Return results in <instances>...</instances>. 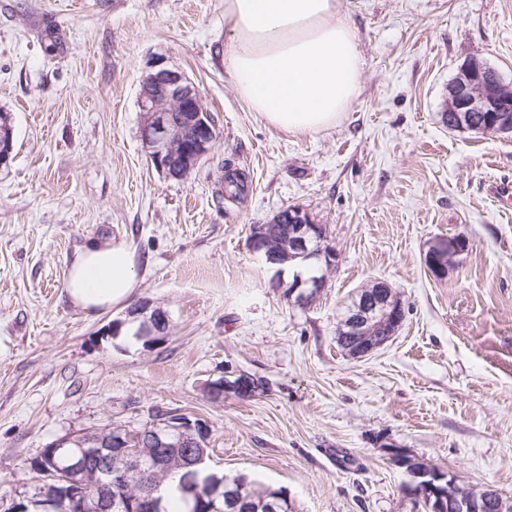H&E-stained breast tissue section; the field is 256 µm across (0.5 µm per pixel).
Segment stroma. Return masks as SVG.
<instances>
[{
    "mask_svg": "<svg viewBox=\"0 0 512 512\" xmlns=\"http://www.w3.org/2000/svg\"><path fill=\"white\" fill-rule=\"evenodd\" d=\"M358 40V94L335 127L292 136L237 95L224 69V0H0V512L36 499L45 446L154 410L210 427V466L283 486L296 512H423L393 450L512 499V138L448 129L460 64L512 80V0H338ZM184 72L216 124L209 156L165 177L140 139L138 89L155 61ZM247 189L224 192L226 169ZM310 212L338 256L311 302L247 248L250 227ZM131 241L137 301L170 317L166 341L106 336L126 317L66 299L89 239ZM465 240L447 277L429 242ZM405 304L392 340L361 359L336 342L357 291ZM265 380L209 399L225 371Z\"/></svg>",
    "mask_w": 512,
    "mask_h": 512,
    "instance_id": "35a3bbf8",
    "label": "stroma"
}]
</instances>
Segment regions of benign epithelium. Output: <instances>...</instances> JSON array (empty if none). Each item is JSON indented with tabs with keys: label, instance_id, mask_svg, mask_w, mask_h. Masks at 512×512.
<instances>
[{
	"label": "benign epithelium",
	"instance_id": "obj_1",
	"mask_svg": "<svg viewBox=\"0 0 512 512\" xmlns=\"http://www.w3.org/2000/svg\"><path fill=\"white\" fill-rule=\"evenodd\" d=\"M138 102L141 112V141L155 168L171 179L180 180L195 170L209 155L215 141V123L205 108L197 87L181 71L162 66L158 61L142 76ZM445 111L452 113L450 125L458 130L480 134H512V81H507L487 62L468 58L448 84ZM274 224L288 225L290 251L307 260L323 259L333 266L334 249L328 246L326 225L320 224L306 211L290 208L280 211ZM248 248L266 263L280 265L288 254L280 251L267 236L266 225L258 224L248 237ZM466 250L463 240L439 238L429 243L424 262L437 278L448 273L456 256ZM290 295L311 301L325 287V280H305L297 275L286 283L276 282ZM404 304L393 298L390 286L375 283V290L356 302L343 316L345 335L362 341L360 351L369 355L383 342L375 336H392L404 319ZM128 320L138 324L139 335L162 339L168 335V314L144 301L128 311ZM257 377L243 371H226L224 376L207 383L208 396L224 401V396L253 397ZM210 434L201 420L178 413L161 412L131 432L123 425L108 424L60 437L53 447L77 448L67 468L70 479L83 487L81 500L74 502L77 512H113L126 506L112 495V486L133 478L140 479L141 512H163V498L154 486L141 476L166 470L170 466L167 448L200 449L189 459L188 466L206 462L201 441ZM148 445L158 453L146 456L141 448ZM396 465L410 476L406 491L424 504L426 512H485L488 500H496L497 512H512V502L496 489L485 487L464 496L455 490L456 478L438 468L427 467L405 454L391 453Z\"/></svg>",
	"mask_w": 512,
	"mask_h": 512
}]
</instances>
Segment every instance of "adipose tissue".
<instances>
[{
	"instance_id": "obj_1",
	"label": "adipose tissue",
	"mask_w": 512,
	"mask_h": 512,
	"mask_svg": "<svg viewBox=\"0 0 512 512\" xmlns=\"http://www.w3.org/2000/svg\"><path fill=\"white\" fill-rule=\"evenodd\" d=\"M224 20V68L251 111L291 135L336 126L363 77L338 0H224ZM138 266L129 242L90 240L68 266L66 297L88 314L126 308L140 284Z\"/></svg>"
}]
</instances>
